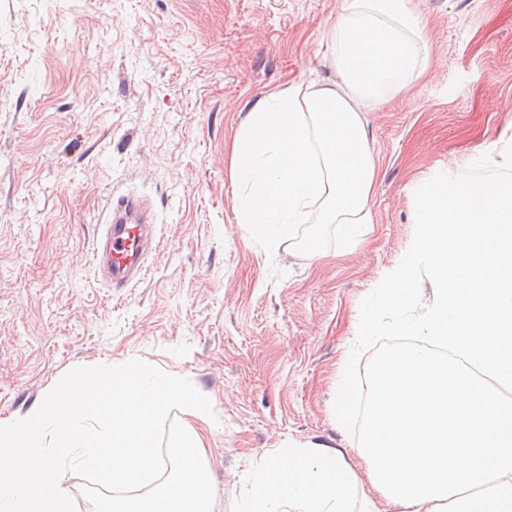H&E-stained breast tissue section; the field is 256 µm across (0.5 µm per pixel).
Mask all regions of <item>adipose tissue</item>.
I'll list each match as a JSON object with an SVG mask.
<instances>
[{
  "instance_id": "1",
  "label": "adipose tissue",
  "mask_w": 512,
  "mask_h": 512,
  "mask_svg": "<svg viewBox=\"0 0 512 512\" xmlns=\"http://www.w3.org/2000/svg\"><path fill=\"white\" fill-rule=\"evenodd\" d=\"M411 0H343L325 55L337 78L283 83L248 109L232 142L236 221L270 252L302 247L300 225L332 224L341 240L371 223L378 166L362 115L405 92L426 69L427 38ZM241 512H372L343 450L273 449L250 478Z\"/></svg>"
}]
</instances>
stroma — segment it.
Instances as JSON below:
<instances>
[{
  "label": "stroma",
  "mask_w": 512,
  "mask_h": 512,
  "mask_svg": "<svg viewBox=\"0 0 512 512\" xmlns=\"http://www.w3.org/2000/svg\"><path fill=\"white\" fill-rule=\"evenodd\" d=\"M342 0H0V419L73 368L141 359L213 403V512H239L261 458L345 451L333 394L362 300L413 238L415 192L512 131V0H413L426 73L364 113L373 222L324 255L269 253L235 221L229 148L246 106L319 59ZM146 200L158 246L129 287L91 261L110 193Z\"/></svg>",
  "instance_id": "1"
}]
</instances>
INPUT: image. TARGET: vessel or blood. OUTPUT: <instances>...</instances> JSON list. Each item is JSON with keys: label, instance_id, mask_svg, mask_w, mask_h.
Instances as JSON below:
<instances>
[{"label": "vessel or blood", "instance_id": "vessel-or-blood-1", "mask_svg": "<svg viewBox=\"0 0 512 512\" xmlns=\"http://www.w3.org/2000/svg\"><path fill=\"white\" fill-rule=\"evenodd\" d=\"M154 229V218L142 198L109 196L102 234L93 249L96 268L109 286L123 288L143 276Z\"/></svg>", "mask_w": 512, "mask_h": 512}]
</instances>
